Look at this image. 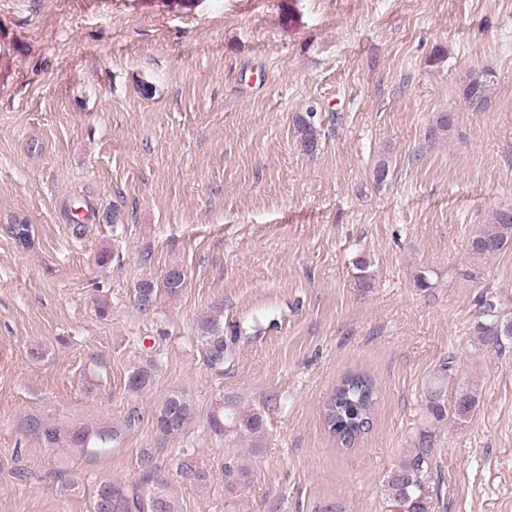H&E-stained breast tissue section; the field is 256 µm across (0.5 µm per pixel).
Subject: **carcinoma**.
<instances>
[{"mask_svg":"<svg viewBox=\"0 0 512 512\" xmlns=\"http://www.w3.org/2000/svg\"><path fill=\"white\" fill-rule=\"evenodd\" d=\"M492 75L486 71L471 74L464 88L468 103H491ZM312 111L295 116L294 138L304 151L313 152L318 147V130ZM455 127L446 112L433 116L427 127V139L436 141L449 135ZM469 260L462 275L472 281L486 276L489 259L512 246V207L502 206L492 213L490 222L480 224L469 236ZM357 282L362 288L370 286L371 261L362 255L353 261ZM184 286L183 270L169 268L162 288L150 281H143L136 288V306L142 313L156 307L159 291L168 296L179 295ZM484 319L476 325V332L484 346L498 348L502 339L512 338V319L501 318L494 303H484ZM200 339L205 342L208 365L219 370L224 365L223 315H209L198 323ZM158 360L154 357L135 367L127 377L125 387L133 394H141L153 385ZM448 364H443L434 374L422 394L423 414L419 426L411 437L412 448L406 458L386 476L385 495L396 512H435V452L437 433L441 426L474 413L479 404L475 385L463 388L453 399H448ZM378 392L374 382L364 374L346 376L324 404L323 423L328 432L343 448H350L370 430L377 408ZM197 411L193 399L182 391L170 393L153 413V428L158 440L188 435L195 422ZM143 420L140 407L130 406L121 426L108 423H82L62 425L47 418L28 416L19 427V434L48 447H57L75 455H97L122 441L123 436L137 428ZM207 423L214 436L224 439L237 450L224 456V491L226 498L241 496L254 483V470L246 458L257 457L263 450L265 434L264 416L259 410L247 411L237 400L221 396L212 403L207 413ZM139 481H121L103 478L94 482L90 490L91 512H182L181 504L172 488L171 479L177 484L196 490L211 486V470L198 457L195 450L181 449L174 459L173 478L165 474L160 449L143 448L137 457Z\"/></svg>","mask_w":512,"mask_h":512,"instance_id":"1","label":"carcinoma"}]
</instances>
